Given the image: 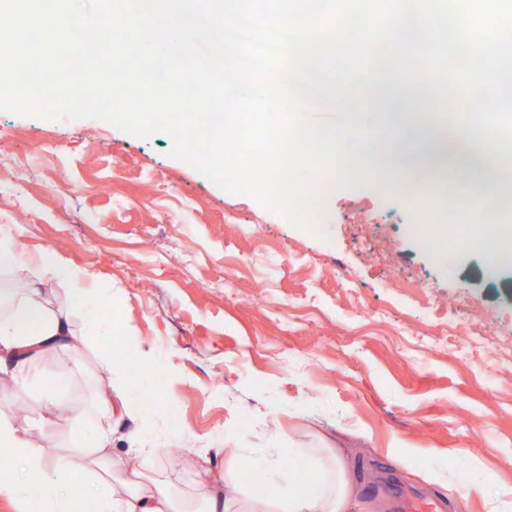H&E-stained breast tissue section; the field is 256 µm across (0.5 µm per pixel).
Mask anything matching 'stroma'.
<instances>
[{
    "label": "stroma",
    "mask_w": 512,
    "mask_h": 512,
    "mask_svg": "<svg viewBox=\"0 0 512 512\" xmlns=\"http://www.w3.org/2000/svg\"><path fill=\"white\" fill-rule=\"evenodd\" d=\"M44 139L55 152H40ZM171 146L95 117L0 112V225L101 275L115 335L154 359L128 381L161 386L186 434L171 467L165 412L141 417L150 474L194 495L196 450L211 442L247 491L254 479L232 449H283L287 471L291 449L330 442L355 451L359 512H398L410 496L454 512L474 483L512 492V372L495 369L512 355V264L487 274L476 248L442 262L388 176L351 175L316 234ZM484 313L500 331L492 349L465 346ZM101 356L89 342L1 381L0 411L35 406L41 375L87 426L101 423Z\"/></svg>",
    "instance_id": "stroma-1"
}]
</instances>
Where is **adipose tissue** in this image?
<instances>
[{
    "label": "adipose tissue",
    "mask_w": 512,
    "mask_h": 512,
    "mask_svg": "<svg viewBox=\"0 0 512 512\" xmlns=\"http://www.w3.org/2000/svg\"><path fill=\"white\" fill-rule=\"evenodd\" d=\"M35 267L36 275L23 288L0 290V375L13 374L16 367L42 358L78 352L82 342L70 316L58 308L45 291L59 284L71 306L79 309L87 334L103 347L116 338L105 329L101 312L112 298L99 275L60 260L38 247L19 248L13 227L0 225V269ZM104 364L114 381L101 398L109 417L131 416L133 407L151 409L157 392L141 390L128 395L123 387L122 366L112 357ZM66 404L46 402L33 408L29 422L0 416V447L8 454L0 458V495L19 503L23 512H356L358 489L349 477L350 450L329 449V465L309 487H295L286 498L270 491L240 496L228 480L218 478L212 467L218 448L203 449L197 493L186 499L165 492L159 481L135 470V463L150 459L153 449L144 447V431L131 430L128 445L135 456L112 455L111 431L101 429L65 443L61 456L45 449L54 442V422Z\"/></svg>",
    "instance_id": "1"
}]
</instances>
